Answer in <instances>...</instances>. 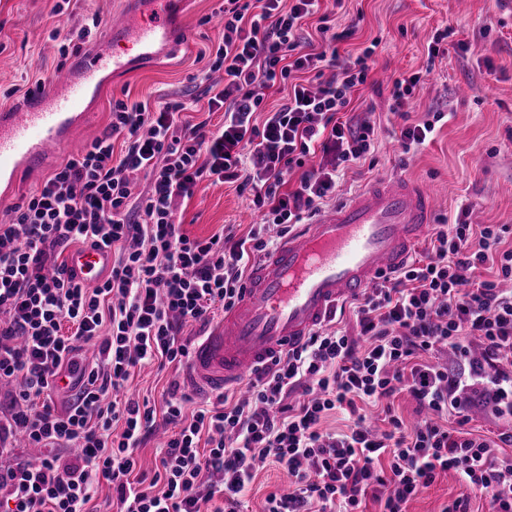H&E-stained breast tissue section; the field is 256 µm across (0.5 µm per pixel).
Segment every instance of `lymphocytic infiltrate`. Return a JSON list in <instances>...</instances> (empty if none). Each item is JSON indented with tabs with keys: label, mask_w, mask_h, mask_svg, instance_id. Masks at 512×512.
I'll return each instance as SVG.
<instances>
[{
	"label": "lymphocytic infiltrate",
	"mask_w": 512,
	"mask_h": 512,
	"mask_svg": "<svg viewBox=\"0 0 512 512\" xmlns=\"http://www.w3.org/2000/svg\"><path fill=\"white\" fill-rule=\"evenodd\" d=\"M319 2L224 0L200 97L116 101L103 135L0 224V383L17 385L0 416V447L19 434L46 451L38 464L0 468L9 512H91L99 479L111 484L116 512H240L269 459L292 482L269 494L265 512H357L369 499L381 512H405L449 472L467 493L448 512H469L472 492L488 512H512V458L503 454L512 447V291L503 288L512 247L502 248L492 224L432 225L423 258L354 300L358 334L319 329L258 370L245 398L224 392L189 414L175 380L158 409L123 393L136 369L188 362L184 327L236 303L252 258L270 251L264 224L288 235L369 156L373 125L343 114L373 52L341 68L326 52H304L303 25ZM277 85L287 89L283 103L263 110ZM198 110L203 120L185 119ZM318 153L327 163L309 166ZM206 178L250 193L263 225L241 238L188 236L178 209ZM73 244L111 253L97 286L63 261ZM490 261L495 278L475 280ZM474 344L483 363L454 376L424 359L443 349L464 357ZM62 370L73 398L59 411L49 378ZM483 381L495 388L483 408L498 428L493 439L458 412L457 391ZM403 393L428 413L411 427L392 408ZM333 412L345 429H323ZM159 420L172 434L153 475H137L136 452Z\"/></svg>",
	"instance_id": "obj_1"
}]
</instances>
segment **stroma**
<instances>
[{"label": "stroma", "instance_id": "obj_1", "mask_svg": "<svg viewBox=\"0 0 512 512\" xmlns=\"http://www.w3.org/2000/svg\"><path fill=\"white\" fill-rule=\"evenodd\" d=\"M58 2L0 0V112L23 105L27 89L53 76L63 63H77V55L63 58L46 51L55 27L81 26L95 12L108 25L125 10L124 0H72L63 10ZM223 4L177 0L173 22L184 28V36L153 56L134 59L127 74L104 85L76 135V145L102 134L111 121L113 101L155 100L166 93L193 96L197 57L224 28ZM321 12L336 30L354 31L338 46L339 63L353 62L369 47L375 59L366 83L352 92L349 107L350 114L369 118L375 126L373 161L346 172L337 200L348 199L376 178L405 175L433 187L439 201L436 222L455 220L465 208L470 223L506 226L503 244L512 246V0H321ZM445 28L451 31L446 52L428 60V43ZM461 40L469 41L471 50L458 48ZM417 71L424 77L403 118L390 110L393 81ZM464 84L471 87V96L460 95ZM437 112L443 118L431 140L403 152L399 139L405 123L424 122ZM69 157L66 150L52 156L36 176L21 172L0 198V221L8 220L10 207L23 204ZM180 221L193 238L205 239L224 229L243 237L260 216L235 185L204 180ZM183 376L174 365L148 369L130 379L127 388L139 399L158 404L170 382ZM287 487L283 468L264 462L243 512H263L267 496ZM463 491L454 474L442 475L408 502L406 512H442Z\"/></svg>", "mask_w": 512, "mask_h": 512}]
</instances>
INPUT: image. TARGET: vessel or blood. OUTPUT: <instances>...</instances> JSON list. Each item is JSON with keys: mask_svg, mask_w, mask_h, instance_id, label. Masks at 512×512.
Here are the masks:
<instances>
[{"mask_svg": "<svg viewBox=\"0 0 512 512\" xmlns=\"http://www.w3.org/2000/svg\"><path fill=\"white\" fill-rule=\"evenodd\" d=\"M175 0H150L108 31L107 47L77 68L58 71L30 106L0 113V183L20 171L38 174L46 159L71 143L105 79L126 73L180 36L171 20ZM438 208L431 186L407 177L374 180L363 191L281 239L253 267L237 304L198 342L186 370L197 393L240 384L270 359L285 354L325 325L339 301L361 296L406 262ZM76 277L95 284L110 265L102 249L73 252Z\"/></svg>", "mask_w": 512, "mask_h": 512, "instance_id": "1", "label": "vessel or blood"}]
</instances>
